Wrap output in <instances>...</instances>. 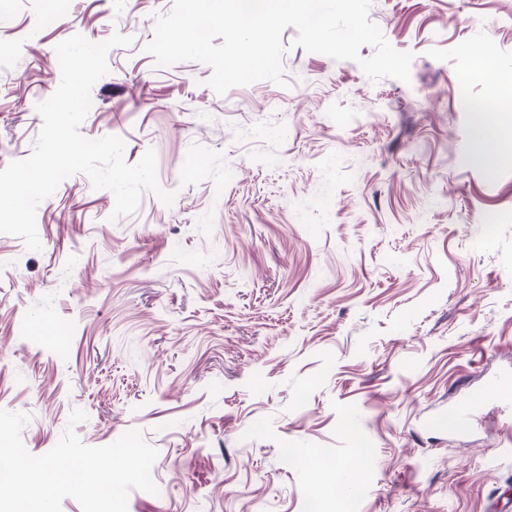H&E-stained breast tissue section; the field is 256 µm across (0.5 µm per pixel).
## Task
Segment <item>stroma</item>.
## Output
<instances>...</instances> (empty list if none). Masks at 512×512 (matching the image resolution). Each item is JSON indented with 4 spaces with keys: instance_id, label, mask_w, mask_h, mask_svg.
Returning a JSON list of instances; mask_svg holds the SVG:
<instances>
[{
    "instance_id": "obj_1",
    "label": "stroma",
    "mask_w": 512,
    "mask_h": 512,
    "mask_svg": "<svg viewBox=\"0 0 512 512\" xmlns=\"http://www.w3.org/2000/svg\"><path fill=\"white\" fill-rule=\"evenodd\" d=\"M173 0H13L0 15V169L27 157L56 45L112 48L80 132L155 150L173 205L112 219L83 174L0 234V409L51 450L140 430L158 494L127 512H489L512 499V405L465 433L448 407L512 373V159L471 139L512 69V0H372L409 82L283 43L290 88L217 95L208 65L146 52ZM495 213L493 224L484 217ZM472 76L492 85L498 99L512 100V70L500 68L492 59L479 57L472 63Z\"/></svg>"
}]
</instances>
